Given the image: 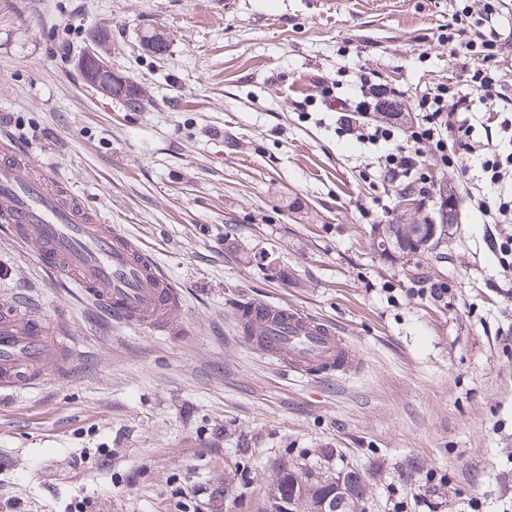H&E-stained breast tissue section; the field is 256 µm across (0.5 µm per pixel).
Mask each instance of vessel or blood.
Instances as JSON below:
<instances>
[{"instance_id": "b4317fda", "label": "vessel or blood", "mask_w": 512, "mask_h": 512, "mask_svg": "<svg viewBox=\"0 0 512 512\" xmlns=\"http://www.w3.org/2000/svg\"><path fill=\"white\" fill-rule=\"evenodd\" d=\"M23 162L18 154L0 158L1 228L34 242L40 263L72 279L114 323L159 326L182 307L180 291L152 253L44 182L20 179ZM237 317L260 320L258 347L301 376L329 377L355 365L334 327L294 307L246 302ZM53 356L67 360L71 351L49 325L0 316V395L33 384L38 365Z\"/></svg>"}]
</instances>
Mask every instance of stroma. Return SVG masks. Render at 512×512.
<instances>
[{"label": "stroma", "mask_w": 512, "mask_h": 512, "mask_svg": "<svg viewBox=\"0 0 512 512\" xmlns=\"http://www.w3.org/2000/svg\"><path fill=\"white\" fill-rule=\"evenodd\" d=\"M465 7L500 35L502 98L462 115L474 152L437 177L458 228L419 286L372 246L400 212L395 183L324 90L351 96L368 75L407 108L446 83L468 94L481 58L444 37ZM101 25L143 111L75 66ZM152 32L164 56L145 50ZM510 117L512 0L489 17L484 0H0V144L150 247L185 295L173 331L115 324L0 231V307L28 301L78 349L0 400V512H263L285 468L359 472L365 512H424L429 496L512 512V223L472 203L475 155L512 153ZM247 301L335 325L358 369L309 381L275 364L236 327Z\"/></svg>", "instance_id": "obj_1"}]
</instances>
